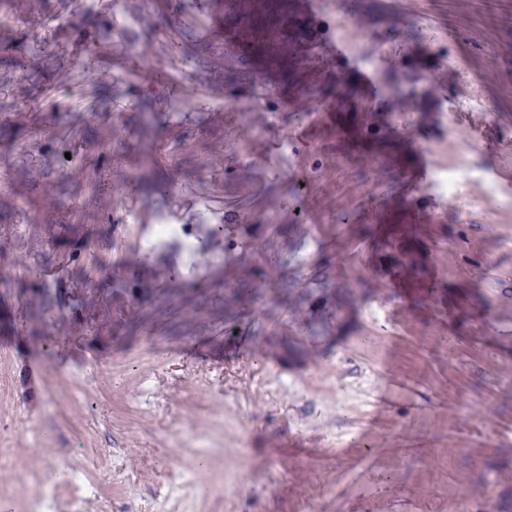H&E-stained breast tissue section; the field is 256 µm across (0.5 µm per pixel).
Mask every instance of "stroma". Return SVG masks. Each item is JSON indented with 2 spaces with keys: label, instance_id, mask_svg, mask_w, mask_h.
<instances>
[{
  "label": "stroma",
  "instance_id": "stroma-1",
  "mask_svg": "<svg viewBox=\"0 0 512 512\" xmlns=\"http://www.w3.org/2000/svg\"><path fill=\"white\" fill-rule=\"evenodd\" d=\"M175 2L138 33L179 38L148 72L60 33L111 22L113 0H37L0 25V443L17 451L0 512L67 505L64 482L41 479L56 457L87 475L86 512H512V187L490 177L512 165V0H361L378 34L412 18L454 34L436 49L402 37L406 66L373 67L416 111L383 98L365 116L354 72L307 66L270 95L287 152L241 129L225 169L224 95L252 65L224 63L240 19L228 2ZM445 56L483 81L489 113L451 122L444 93H417ZM340 85L339 123L293 113ZM415 141L435 176L496 206L462 221L445 189L416 195ZM316 155L334 193L299 189ZM304 205L316 228L297 223ZM228 210L244 223L211 234ZM160 214L196 225L205 266L144 250ZM390 233L417 267L378 247ZM132 255L168 300L138 308L136 331L81 335L65 302ZM47 291L62 307H43Z\"/></svg>",
  "mask_w": 512,
  "mask_h": 512
}]
</instances>
